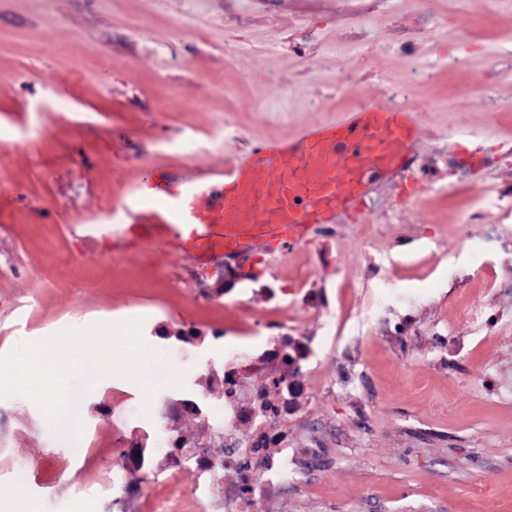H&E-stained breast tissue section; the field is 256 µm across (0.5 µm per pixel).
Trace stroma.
<instances>
[{
    "mask_svg": "<svg viewBox=\"0 0 512 512\" xmlns=\"http://www.w3.org/2000/svg\"><path fill=\"white\" fill-rule=\"evenodd\" d=\"M0 0V355L85 323L144 319L148 346L186 370L197 393L220 366L239 315L246 275L288 288L299 334L316 335L329 310L343 341L324 358L301 418L288 424L300 458L317 449L320 469L297 497L298 512H512V214L465 221L473 203L512 189V164L463 183L448 180L450 128L489 125L480 105L500 107L488 148L512 141V64L489 49L512 38V0ZM415 84L431 99L419 120L415 180L378 182L362 214L322 227L307 247L278 257L197 264L201 224L158 237L132 214L165 198L161 170L234 155L245 145L295 135L382 92L359 71H396L397 55L361 53L395 37L413 11ZM315 32L316 45L304 40ZM485 74V86L470 82ZM67 102L60 111L58 102ZM397 208L381 223L374 202ZM370 250H363V242ZM186 280L169 288L165 275ZM308 278L310 294L294 293ZM389 294L413 298L383 318L367 307ZM489 317L479 334L449 337L471 302ZM199 333L198 343L173 340ZM86 438L61 443L37 405L0 399V500L25 489L34 512H145L167 443L150 436L151 465L127 489L114 434L150 428L142 392L116 378L82 393ZM109 471L100 499L72 492Z\"/></svg>",
    "mask_w": 512,
    "mask_h": 512,
    "instance_id": "1",
    "label": "stroma"
}]
</instances>
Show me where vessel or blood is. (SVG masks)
Instances as JSON below:
<instances>
[{
  "label": "vessel or blood",
  "mask_w": 512,
  "mask_h": 512,
  "mask_svg": "<svg viewBox=\"0 0 512 512\" xmlns=\"http://www.w3.org/2000/svg\"><path fill=\"white\" fill-rule=\"evenodd\" d=\"M420 136L413 112L374 102L294 139L252 143L221 166L160 173V183L182 186L160 230L170 234L173 219L213 225L196 247L200 264L293 250L319 225L358 211L377 181L402 177Z\"/></svg>",
  "instance_id": "obj_1"
}]
</instances>
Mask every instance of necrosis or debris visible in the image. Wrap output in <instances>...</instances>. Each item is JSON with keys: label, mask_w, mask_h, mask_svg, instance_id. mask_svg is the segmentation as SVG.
Segmentation results:
<instances>
[{"label": "necrosis or debris", "mask_w": 512, "mask_h": 512, "mask_svg": "<svg viewBox=\"0 0 512 512\" xmlns=\"http://www.w3.org/2000/svg\"><path fill=\"white\" fill-rule=\"evenodd\" d=\"M289 307L287 298H279L255 320L248 303L240 305L237 335L224 344L219 378L224 418L211 435L222 445V456L204 460L197 449L181 448L162 462L172 482L186 470L206 476V484L190 490L196 498L208 495L209 479L225 475L224 512H258L262 497L285 495L303 484L288 422L308 400L307 379L319 371L331 337L290 335Z\"/></svg>", "instance_id": "1"}]
</instances>
